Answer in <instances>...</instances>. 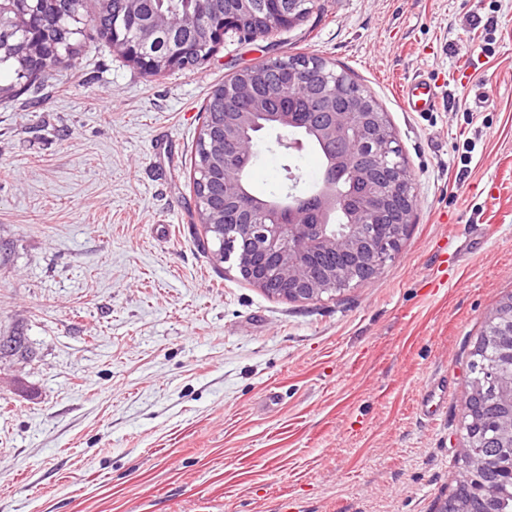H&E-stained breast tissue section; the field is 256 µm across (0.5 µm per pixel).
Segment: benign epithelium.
Returning <instances> with one entry per match:
<instances>
[{"label": "benign epithelium", "instance_id": "7a95c632", "mask_svg": "<svg viewBox=\"0 0 512 512\" xmlns=\"http://www.w3.org/2000/svg\"><path fill=\"white\" fill-rule=\"evenodd\" d=\"M38 6L39 0H0V26L22 36L23 52L33 64L45 67L48 59L36 49L50 36L37 30ZM306 15L305 0H224V15L209 38L217 45L226 33L243 28L262 35L290 28ZM132 16L139 31L135 44L112 35L113 45L124 47L126 59L160 73L189 66L180 48L161 60L153 54L151 44L165 20L141 8ZM277 97L300 98L320 111H265ZM223 115V124L204 128L201 139L210 143L209 158L220 161L213 172L224 179V204L211 207L201 191L195 202L201 222L224 241V261L232 263L244 281L272 298L310 302L371 280L395 259L414 210L412 178L387 114L373 97L314 57L277 59L242 69L224 81ZM302 127L324 149L321 182L304 194H253L246 174L254 153L242 155L241 145H253L256 133L264 129L276 130L277 146L291 156L304 148L297 136ZM342 175L360 196L335 190ZM338 213L345 223H330ZM487 324L488 339L511 349L508 356L496 359L488 379L496 383L493 403L506 410L498 420L497 440L499 454L509 460L512 480V304L495 308ZM468 398L462 408L468 431L461 436L458 484L473 488L483 503L497 491L491 479L497 466L496 459L478 453L486 400L481 380H474ZM437 512H475V507L471 499L456 495L445 499Z\"/></svg>", "mask_w": 512, "mask_h": 512}]
</instances>
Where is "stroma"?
<instances>
[{
    "label": "stroma",
    "mask_w": 512,
    "mask_h": 512,
    "mask_svg": "<svg viewBox=\"0 0 512 512\" xmlns=\"http://www.w3.org/2000/svg\"><path fill=\"white\" fill-rule=\"evenodd\" d=\"M70 62L0 68V512H435L459 472L469 353L512 295V0H317L151 76L88 20ZM316 56L387 113L415 207L370 283L267 296L203 248L202 108L262 60ZM433 77L435 111L402 88ZM257 192L314 187L258 134ZM444 403L426 413L421 398Z\"/></svg>",
    "instance_id": "35a3bbf8"
}]
</instances>
